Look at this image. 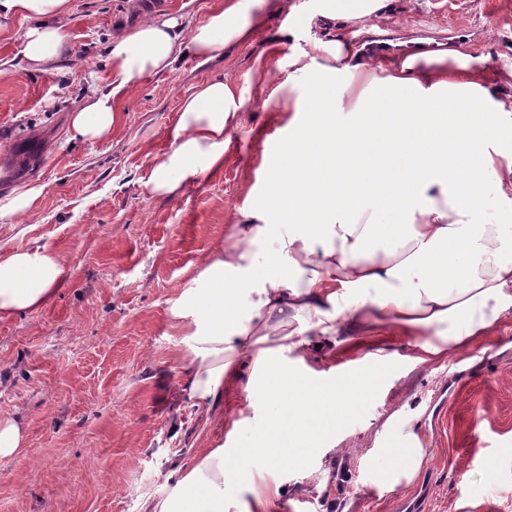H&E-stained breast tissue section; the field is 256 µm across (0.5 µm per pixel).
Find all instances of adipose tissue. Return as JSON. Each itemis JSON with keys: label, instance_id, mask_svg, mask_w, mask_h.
I'll return each instance as SVG.
<instances>
[{"label": "adipose tissue", "instance_id": "1", "mask_svg": "<svg viewBox=\"0 0 512 512\" xmlns=\"http://www.w3.org/2000/svg\"><path fill=\"white\" fill-rule=\"evenodd\" d=\"M68 0H0V34L25 20L21 54L33 68L63 57ZM258 0H219L192 29L167 15H143L120 25L104 47L118 89L137 88L151 73L172 69L192 55L210 60L246 43ZM324 59L301 61L309 94L280 101L252 95L218 76L182 99L170 126V147L146 183L151 193L175 194L186 182L222 167L230 131L243 113L284 112L286 138L265 155L270 182L262 204L242 211L223 244L199 260L205 286L192 296V313L171 312L187 331L190 368L182 386L188 398L236 425L263 387L271 419L263 443L246 448L257 458L253 477L237 481L223 448L187 461L171 499L154 512H274L279 486L266 476L300 459L313 441L311 420L326 417L325 401L305 376L291 372L282 354H308L310 335L336 339L356 329H391L412 341L418 360L432 363L490 339L512 318V112L486 83V60L458 52H407L381 56L372 43L352 47L333 39ZM353 91L332 96L337 81ZM115 123L111 92L94 95L73 112L76 137L94 141ZM428 151L411 156L394 185V220L379 223L372 197L358 200L334 189L317 192L310 168L299 162L311 128L323 146L326 167L346 181L350 167L338 152L372 141L361 161L371 177L383 174L407 127ZM274 241V264L260 246ZM66 280L53 251L19 249L0 260V319L39 311ZM254 371L242 375V360ZM382 465L372 470L380 493L410 487L430 461L417 434L395 447L379 445ZM251 494L244 502L240 491Z\"/></svg>", "mask_w": 512, "mask_h": 512}]
</instances>
